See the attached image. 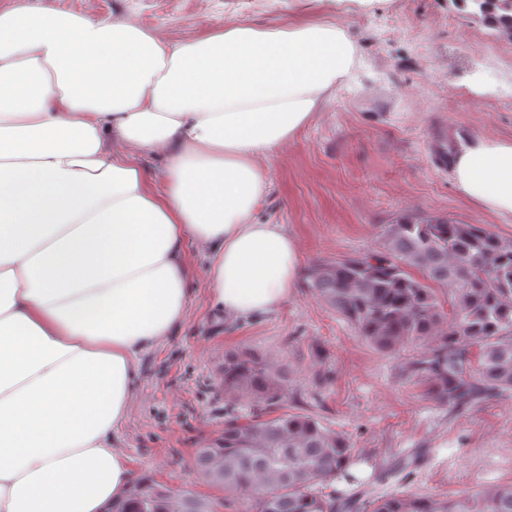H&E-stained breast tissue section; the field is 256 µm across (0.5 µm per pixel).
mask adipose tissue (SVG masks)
I'll use <instances>...</instances> for the list:
<instances>
[{
  "label": "adipose tissue",
  "mask_w": 512,
  "mask_h": 512,
  "mask_svg": "<svg viewBox=\"0 0 512 512\" xmlns=\"http://www.w3.org/2000/svg\"><path fill=\"white\" fill-rule=\"evenodd\" d=\"M358 63L343 28L302 18L168 42L121 13L0 12V512H106L125 494L134 474L113 434L141 355L191 306L188 244L211 258L218 313L287 301L301 253L254 220L259 161ZM451 178L512 215V140L466 138Z\"/></svg>",
  "instance_id": "ef3b65f1"
}]
</instances>
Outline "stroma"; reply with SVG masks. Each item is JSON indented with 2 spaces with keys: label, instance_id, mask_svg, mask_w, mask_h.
<instances>
[{
  "label": "stroma",
  "instance_id": "obj_1",
  "mask_svg": "<svg viewBox=\"0 0 512 512\" xmlns=\"http://www.w3.org/2000/svg\"><path fill=\"white\" fill-rule=\"evenodd\" d=\"M96 19L122 12L177 41L237 19L333 22L359 49L354 80L333 92L294 140L261 162L269 192L255 213L298 241L304 266L376 249L407 213L485 224L512 239V217L461 198L440 163L460 139H512V40L448 0H29ZM192 306L167 341L144 354L129 416L112 444L135 473L173 491L209 493L197 448L224 429L217 368L241 347L288 372V410L344 434L366 498L453 497L512 483V398L449 412L406 367L416 355L376 350L299 280L275 312L225 317L207 296L208 256L188 245ZM414 461L393 479L385 471Z\"/></svg>",
  "mask_w": 512,
  "mask_h": 512
}]
</instances>
